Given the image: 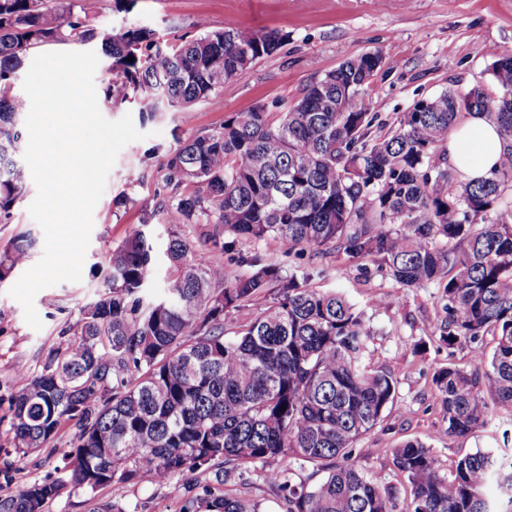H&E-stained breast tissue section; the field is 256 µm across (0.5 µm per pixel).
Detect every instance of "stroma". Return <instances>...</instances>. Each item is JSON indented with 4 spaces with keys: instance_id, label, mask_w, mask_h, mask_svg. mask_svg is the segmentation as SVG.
<instances>
[{
    "instance_id": "stroma-1",
    "label": "stroma",
    "mask_w": 512,
    "mask_h": 512,
    "mask_svg": "<svg viewBox=\"0 0 512 512\" xmlns=\"http://www.w3.org/2000/svg\"><path fill=\"white\" fill-rule=\"evenodd\" d=\"M74 5L89 9L99 28L134 24L154 30L168 43L197 36L194 23L201 18L214 30L228 22L254 31L276 29L285 40L277 52L193 105L191 117L171 110L148 118L141 113L144 101L139 96L101 107V114L111 121L131 116L144 137L119 152L109 173L93 211L81 281L62 282L37 293L34 304L42 329L26 323L22 305L10 294L22 270L0 281V460L15 456L9 400L19 374L40 372L50 353L65 350L82 309L96 300L107 278L109 252L122 243L131 225L141 222L152 248L147 288L153 296L161 295L170 272L166 250L175 229L229 273H249L241 259L257 254L286 274L311 270L310 287L342 294L364 312L373 333L366 362L390 372L397 389L392 407L357 442L353 459L362 471L384 474L398 500L408 497L409 487L393 467L392 450L405 440L424 442L447 476L458 458L468 453L491 449L511 455V409H494L489 425L475 434L456 437L445 432L432 378L448 365L469 369L473 347L462 343L449 348L432 336L445 316L438 288L408 290L378 271L372 260H351L333 250L313 259L288 252L274 238L241 239L234 251L222 252L205 243L204 225L174 228L155 216L154 209L169 193L164 159L180 141L209 132L229 115L259 104H292L317 75L363 53L383 57L366 90L371 110L382 123L393 124L417 101L450 89L464 93L479 85L495 91L488 51L512 52V0H134L128 11L116 9L115 0H74ZM36 194V187H28L14 207L11 223L0 224V247L28 235L35 242V262L44 249V232L28 212ZM381 295L390 296L391 304L377 305ZM75 432L74 423H66L49 447L29 455L16 469L0 472V495L54 473ZM265 470L242 467L224 484V493L255 504L258 512H285ZM212 481V473L201 469L170 485H116L91 495L61 496L49 504L48 512H100L107 503L123 512H180L188 494L201 492Z\"/></svg>"
}]
</instances>
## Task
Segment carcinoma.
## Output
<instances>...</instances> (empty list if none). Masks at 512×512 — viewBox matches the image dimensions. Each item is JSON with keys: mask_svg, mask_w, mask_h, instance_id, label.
<instances>
[{"mask_svg": "<svg viewBox=\"0 0 512 512\" xmlns=\"http://www.w3.org/2000/svg\"><path fill=\"white\" fill-rule=\"evenodd\" d=\"M196 28L199 36L172 45L139 26L100 30L72 0H0V223L28 186L17 158L26 103L14 93L28 55L98 39L113 73L103 105L139 91L150 116L171 108L187 116L283 40L234 24L212 30L204 19ZM489 55L497 94L445 91L385 134L374 130L365 93L382 56L349 59L282 112L257 105L185 140L165 160L175 193L156 207L167 224L214 225L207 241L221 251L235 247L225 231L273 237L314 256L375 257L404 288H439L446 317L434 334L449 348L474 345L470 371L448 366L433 377L454 436L483 429L494 406L512 409V54ZM464 110L494 122L503 143L499 167L477 183L458 180L447 161L448 133ZM182 186L192 190L177 193ZM146 223L109 253L104 289L64 352L20 374L10 423L18 459L49 446L67 421L77 431L56 475L0 497V512H44L66 489L167 485L209 464L224 466L215 473L223 484L246 464L276 458L287 465L266 478L286 512H512V457L478 450L445 477L417 439L392 451L410 488L398 507L386 476L353 460L396 391L391 374L364 364L371 332L363 313L257 255L241 258L250 274L229 275L175 231L167 248L175 271L150 299ZM33 246L19 236L0 249V281ZM271 292L257 316L239 318ZM486 336L495 340L490 356ZM295 463L324 476L298 478ZM199 508L256 512L209 486L184 512Z\"/></svg>", "mask_w": 512, "mask_h": 512, "instance_id": "carcinoma-1", "label": "carcinoma"}]
</instances>
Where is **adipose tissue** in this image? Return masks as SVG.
<instances>
[{
  "label": "adipose tissue",
  "mask_w": 512,
  "mask_h": 512,
  "mask_svg": "<svg viewBox=\"0 0 512 512\" xmlns=\"http://www.w3.org/2000/svg\"><path fill=\"white\" fill-rule=\"evenodd\" d=\"M503 151L499 130L483 114L472 113L448 135V162L463 180L487 177Z\"/></svg>",
  "instance_id": "ef3b65f1"
}]
</instances>
